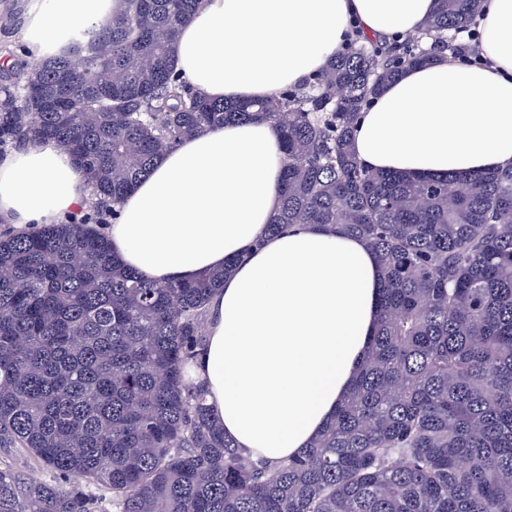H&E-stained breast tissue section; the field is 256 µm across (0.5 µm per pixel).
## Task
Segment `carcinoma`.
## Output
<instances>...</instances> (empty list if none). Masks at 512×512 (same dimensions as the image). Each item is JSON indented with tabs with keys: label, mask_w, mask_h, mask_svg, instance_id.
<instances>
[{
	"label": "carcinoma",
	"mask_w": 512,
	"mask_h": 512,
	"mask_svg": "<svg viewBox=\"0 0 512 512\" xmlns=\"http://www.w3.org/2000/svg\"><path fill=\"white\" fill-rule=\"evenodd\" d=\"M34 69L0 67V149L52 141L93 178L82 219L0 233V512H512V164L411 179L352 147L364 106L433 61L482 0H435L419 40L356 37L293 89L205 97L172 45L202 0H113ZM273 122L284 153L268 232L317 224L365 239L378 325L348 397L293 457L254 459L184 381L207 305L236 259L158 285L111 255L103 226L161 155L228 122ZM0 465L12 466L15 470L22 472L27 478L38 482H54L56 478L53 473L42 467L34 459L25 453L16 450H1Z\"/></svg>",
	"instance_id": "obj_1"
}]
</instances>
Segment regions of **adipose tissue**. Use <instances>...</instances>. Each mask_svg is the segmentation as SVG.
<instances>
[{
	"instance_id": "obj_1",
	"label": "adipose tissue",
	"mask_w": 512,
	"mask_h": 512,
	"mask_svg": "<svg viewBox=\"0 0 512 512\" xmlns=\"http://www.w3.org/2000/svg\"><path fill=\"white\" fill-rule=\"evenodd\" d=\"M434 0H203L173 51L187 85L250 101L325 68L352 26L419 31ZM110 0H39L20 33L29 55ZM480 63L441 54L407 68L353 127L359 161L413 178L512 163V0H486ZM283 153L272 122L182 139L119 205L105 233L124 266L167 284L235 259L208 305L206 343L189 362L226 437L279 461L307 447L346 397L379 314L381 274L361 238L296 225L272 236ZM91 184L46 141L0 159V222L25 232L86 210Z\"/></svg>"
}]
</instances>
